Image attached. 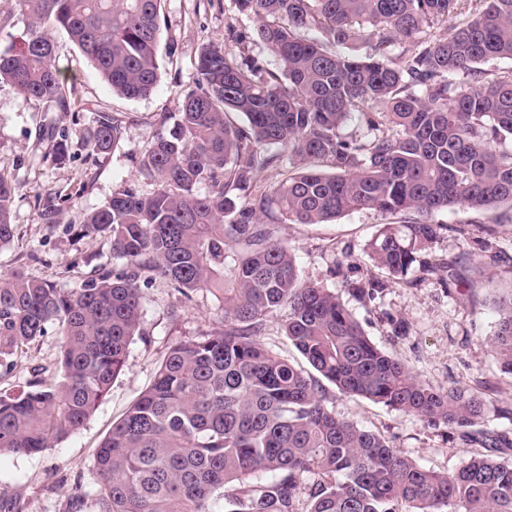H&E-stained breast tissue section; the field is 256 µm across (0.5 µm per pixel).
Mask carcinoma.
<instances>
[{
	"mask_svg": "<svg viewBox=\"0 0 512 512\" xmlns=\"http://www.w3.org/2000/svg\"><path fill=\"white\" fill-rule=\"evenodd\" d=\"M162 2L19 0L27 25L19 46L0 51V81L68 110L52 37L62 30L113 92L146 97L158 80ZM231 2L281 71L202 45L197 87L177 115L160 116L138 164L154 191L123 186L85 218L110 240L113 265L69 290L0 274V372L48 327L61 337L56 375L33 367L0 392V451L40 453L86 423L140 334L141 288L161 278L186 298L220 295L224 324L173 345L112 425L95 455L96 512H216L218 497L224 512H299L302 490L305 512H512V462L477 453L452 474L429 470L328 406L327 383L442 424L466 445L512 447V435L482 428L483 393L423 384L336 292L300 278L273 230L359 210L390 217L368 244L389 278L346 281L366 303L415 264L439 271L420 260L443 230L434 214L512 209V149H501L512 139V70L482 68L512 59V0ZM354 113L364 138L343 133ZM120 135L100 110L87 146L105 153ZM274 167L282 179L258 185ZM14 193L0 176V248L15 236ZM496 309L491 345L512 375V293ZM283 310L300 363L259 340Z\"/></svg>",
	"mask_w": 512,
	"mask_h": 512,
	"instance_id": "carcinoma-1",
	"label": "carcinoma"
}]
</instances>
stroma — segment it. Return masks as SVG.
Here are the masks:
<instances>
[{
  "label": "stroma",
  "mask_w": 512,
  "mask_h": 512,
  "mask_svg": "<svg viewBox=\"0 0 512 512\" xmlns=\"http://www.w3.org/2000/svg\"><path fill=\"white\" fill-rule=\"evenodd\" d=\"M230 0H165L158 51L159 79L150 95L129 100L112 93L99 73L66 36L55 35L56 64L70 91L64 111L52 101L21 98L0 82V175L15 187L12 243L0 248V274L23 271L56 287H77L112 263L109 239L87 233L86 215L124 184L151 193L141 182L138 163L154 141L160 114H175L197 82L195 58L201 45L225 43ZM103 110L121 127L109 153L85 149ZM66 133L64 159H56L57 136ZM386 218L371 210L346 214L325 224H280L278 236L296 255L299 274L318 280L341 295L365 333L382 349L401 358L422 381L437 389L454 385L483 392L489 401L485 429L512 432V376L500 370L490 346L498 315L495 295L512 290V209L478 214L454 207L434 215L443 230L426 257L441 271L412 270L410 285L389 288L362 303L347 295L334 264L351 276H381L366 255ZM491 236L493 247L474 254V240ZM141 334L128 348L126 366L97 411L75 433L34 455L0 453V491L15 497L19 512H67L74 487L94 494V455L114 422L151 383L174 343L221 328L223 302L208 292L185 299L163 280L142 291ZM405 321L406 335L392 332ZM61 341L56 330L31 346L16 371L0 377V389L25 380L30 368L55 374ZM337 415L380 431L418 464L441 472L457 471L472 447L450 438L445 427L372 402L329 391Z\"/></svg>",
  "instance_id": "1"
}]
</instances>
